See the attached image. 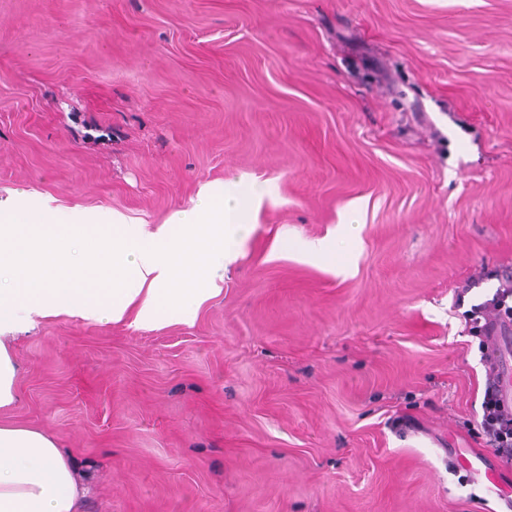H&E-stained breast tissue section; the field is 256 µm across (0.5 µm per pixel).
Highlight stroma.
Here are the masks:
<instances>
[{
  "label": "stroma",
  "instance_id": "stroma-1",
  "mask_svg": "<svg viewBox=\"0 0 512 512\" xmlns=\"http://www.w3.org/2000/svg\"><path fill=\"white\" fill-rule=\"evenodd\" d=\"M269 187L193 325L31 316L1 417L83 512H505L473 305L512 268V0H0V199ZM355 216L330 264L283 250Z\"/></svg>",
  "mask_w": 512,
  "mask_h": 512
}]
</instances>
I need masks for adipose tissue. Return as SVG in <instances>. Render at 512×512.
<instances>
[{
	"instance_id": "1",
	"label": "adipose tissue",
	"mask_w": 512,
	"mask_h": 512,
	"mask_svg": "<svg viewBox=\"0 0 512 512\" xmlns=\"http://www.w3.org/2000/svg\"><path fill=\"white\" fill-rule=\"evenodd\" d=\"M266 193L258 181H212L151 230L118 211L16 191L0 200V337L33 311L138 327L194 323ZM84 497L50 435L0 423V512H81Z\"/></svg>"
}]
</instances>
